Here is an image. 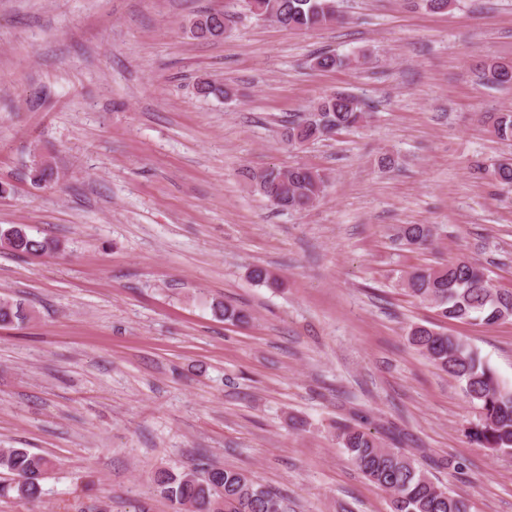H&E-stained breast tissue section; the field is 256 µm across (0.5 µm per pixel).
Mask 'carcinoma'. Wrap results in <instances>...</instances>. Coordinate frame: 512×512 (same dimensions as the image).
Returning <instances> with one entry per match:
<instances>
[{
    "instance_id": "carcinoma-1",
    "label": "carcinoma",
    "mask_w": 512,
    "mask_h": 512,
    "mask_svg": "<svg viewBox=\"0 0 512 512\" xmlns=\"http://www.w3.org/2000/svg\"><path fill=\"white\" fill-rule=\"evenodd\" d=\"M251 15L284 28L310 30L340 24L336 0H240ZM319 69L335 70L348 60L330 51L316 53ZM481 80L487 86L512 83V61L491 58L484 62ZM197 91L204 97L229 98L233 90L223 83L201 78ZM371 113L364 101L348 93L320 98L308 112L285 121L284 137L290 147H302L338 131L361 126ZM482 122L500 141H512V111L486 112ZM255 189L280 211L303 212L323 196L328 175L304 163L286 169L268 167L247 171ZM432 224H407L397 232L403 244L421 249L432 244ZM0 244L20 254L59 249V242L28 234L14 225L0 232ZM249 278L268 288L283 285L281 278L263 265H254ZM406 293L431 306L445 320L491 325L512 320V290L495 287L483 268L468 261H450L436 267L414 268L403 277ZM215 313L226 321L244 322L248 314L223 301L213 303ZM28 312L21 301L0 299V326L23 321ZM411 344L438 369L453 377L465 397L480 413L468 437L476 445L512 455V385L503 383L480 352L460 337L432 326L411 327ZM338 438L356 469L365 479L388 492L392 512H467L466 501L441 488L417 463L398 448H385L362 426L338 427ZM55 461L26 448H0V470L11 482L0 493L29 503L42 496V482ZM159 493L184 507L186 512H288V499L247 471L231 467L202 472L160 470L154 476Z\"/></svg>"
}]
</instances>
